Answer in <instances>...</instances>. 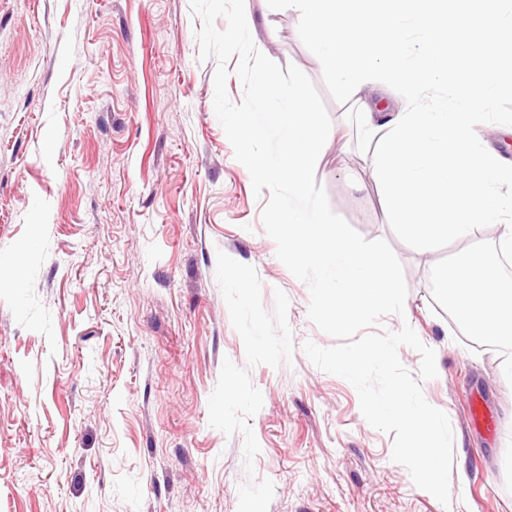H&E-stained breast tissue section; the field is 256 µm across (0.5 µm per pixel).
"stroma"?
I'll return each instance as SVG.
<instances>
[{"mask_svg": "<svg viewBox=\"0 0 512 512\" xmlns=\"http://www.w3.org/2000/svg\"><path fill=\"white\" fill-rule=\"evenodd\" d=\"M255 46L322 85L298 15L245 0ZM189 0H0V512H512V384L465 337L431 252L390 227L348 105L315 167L333 210L386 240L403 315L436 353L424 398L454 434L451 503L392 461L276 256L213 106ZM249 274L240 295L234 271ZM498 419L474 430L470 395Z\"/></svg>", "mask_w": 512, "mask_h": 512, "instance_id": "obj_1", "label": "stroma"}]
</instances>
